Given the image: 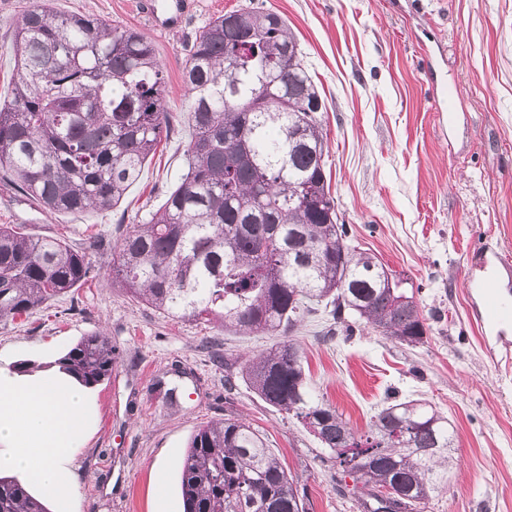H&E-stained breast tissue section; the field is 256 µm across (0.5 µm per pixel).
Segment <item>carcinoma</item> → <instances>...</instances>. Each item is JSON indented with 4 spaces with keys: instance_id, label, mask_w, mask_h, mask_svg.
Segmentation results:
<instances>
[{
    "instance_id": "1",
    "label": "carcinoma",
    "mask_w": 512,
    "mask_h": 512,
    "mask_svg": "<svg viewBox=\"0 0 512 512\" xmlns=\"http://www.w3.org/2000/svg\"><path fill=\"white\" fill-rule=\"evenodd\" d=\"M10 100L0 105V171L53 214L118 206L171 129L165 76L152 42L96 14H22L11 47ZM191 93L187 172L154 212L123 233L112 282L164 314L244 335L283 336L240 368L267 405L296 420L362 487L363 512H424L457 464L448 419L418 400L383 407L359 434L313 394L301 347L288 338L318 306L400 343L424 342L419 305L401 281L347 244L318 113L325 103L279 14L251 3L195 33L183 71ZM87 255L57 238L0 225V320L69 294L89 279ZM57 364L87 387L116 358L100 333ZM185 512H309L263 438L241 419L196 431L181 461ZM0 512H48L20 481L0 476Z\"/></svg>"
}]
</instances>
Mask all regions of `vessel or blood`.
I'll list each match as a JSON object with an SVG mask.
<instances>
[{"label": "vessel or blood", "mask_w": 512, "mask_h": 512, "mask_svg": "<svg viewBox=\"0 0 512 512\" xmlns=\"http://www.w3.org/2000/svg\"><path fill=\"white\" fill-rule=\"evenodd\" d=\"M191 6V0H166L164 8L160 9L154 0H145L143 8L154 17L157 27L166 28L180 23ZM509 279H512V261L499 251L482 250L471 258L465 286L468 292L478 297L472 315L482 335L497 333L506 320L512 319V308L505 305L503 294L505 282Z\"/></svg>", "instance_id": "vessel-or-blood-1"}]
</instances>
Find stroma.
Instances as JSON below:
<instances>
[{
	"label": "stroma",
	"instance_id": "stroma-1",
	"mask_svg": "<svg viewBox=\"0 0 512 512\" xmlns=\"http://www.w3.org/2000/svg\"><path fill=\"white\" fill-rule=\"evenodd\" d=\"M141 0H49L53 12H93L151 40L166 71L173 129L118 207L57 215L0 180V225L84 251L91 278L30 314L0 321V367L49 364L83 336L105 332L117 356L92 387L96 414L73 467V512H182V459L195 431L241 418L265 437L310 512H361L354 482L296 420L265 404L243 380L224 385L225 360L269 348L131 301L109 274V243L158 205L186 171L190 95L182 69L195 33L249 0H193L176 26L160 29ZM285 18L326 110L327 170L350 244L407 279L426 319L423 343L367 332L321 337L326 313L295 332L315 395L365 432L387 403L424 399L447 417L459 462L425 512H512V372L505 339L482 335L465 288L468 257L485 243L512 256V0H261ZM35 0H0V101L13 77L11 42ZM457 83V120L434 110L443 81ZM106 248H90V238Z\"/></svg>",
	"mask_w": 512,
	"mask_h": 512
}]
</instances>
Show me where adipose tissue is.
Listing matches in <instances>:
<instances>
[{"instance_id": "ef3b65f1", "label": "adipose tissue", "mask_w": 512, "mask_h": 512, "mask_svg": "<svg viewBox=\"0 0 512 512\" xmlns=\"http://www.w3.org/2000/svg\"><path fill=\"white\" fill-rule=\"evenodd\" d=\"M92 413L84 387L60 367L22 378L0 369V473L21 475L68 507L78 489L71 461Z\"/></svg>"}]
</instances>
